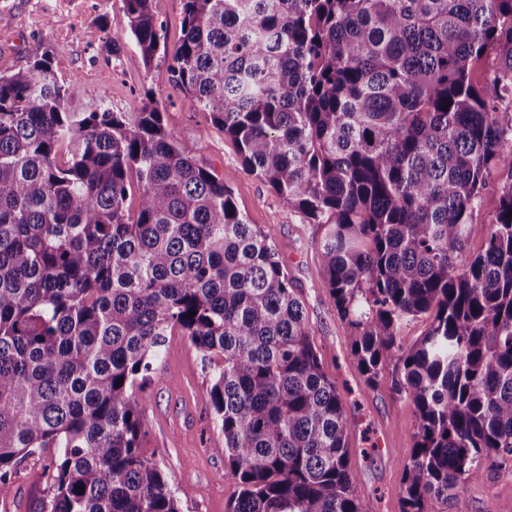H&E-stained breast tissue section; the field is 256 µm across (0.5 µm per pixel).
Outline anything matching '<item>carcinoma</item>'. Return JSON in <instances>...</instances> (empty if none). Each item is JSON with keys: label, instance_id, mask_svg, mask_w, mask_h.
I'll use <instances>...</instances> for the list:
<instances>
[{"label": "carcinoma", "instance_id": "cac0c4a2", "mask_svg": "<svg viewBox=\"0 0 512 512\" xmlns=\"http://www.w3.org/2000/svg\"><path fill=\"white\" fill-rule=\"evenodd\" d=\"M122 2L112 40L149 66L163 26L152 0ZM167 71L250 172L325 225L351 356L371 388L392 362L414 408L404 512L511 463L512 0H185ZM492 168L506 178L480 224ZM176 331L211 370L227 512H362L344 404L269 235L153 93L139 112H70L35 54L0 75V498L55 448L40 512H181L141 448L142 384Z\"/></svg>", "mask_w": 512, "mask_h": 512}]
</instances>
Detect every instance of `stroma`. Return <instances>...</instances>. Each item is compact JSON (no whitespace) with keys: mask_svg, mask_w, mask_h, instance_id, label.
<instances>
[{"mask_svg":"<svg viewBox=\"0 0 512 512\" xmlns=\"http://www.w3.org/2000/svg\"><path fill=\"white\" fill-rule=\"evenodd\" d=\"M128 19L121 0H0V75L26 67L50 50L72 112H136L146 92L181 146L214 171L250 223L271 236L304 304L325 372L334 379L348 419L349 457L363 512H403L402 469L414 448V414L389 384L368 388L330 306L321 265L322 233L242 163L237 146L209 126L202 112L168 80L165 58L144 67L122 34ZM120 34L118 45L108 42ZM210 371L184 336L169 337L147 383L141 420L143 448L177 491L181 512H225L236 486L224 476V437L206 401ZM50 448L27 460L0 512H37L45 497ZM441 512H512V468L488 467L461 486Z\"/></svg>","mask_w":512,"mask_h":512,"instance_id":"35a3bbf8","label":"stroma"}]
</instances>
